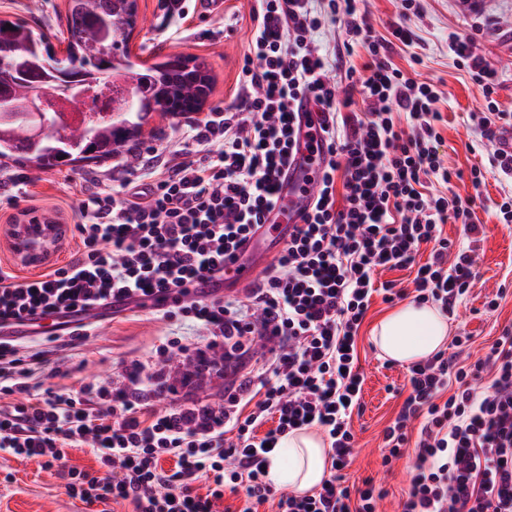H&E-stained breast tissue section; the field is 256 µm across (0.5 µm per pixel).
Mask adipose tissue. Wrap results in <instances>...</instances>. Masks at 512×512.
I'll return each instance as SVG.
<instances>
[{
    "label": "adipose tissue",
    "mask_w": 512,
    "mask_h": 512,
    "mask_svg": "<svg viewBox=\"0 0 512 512\" xmlns=\"http://www.w3.org/2000/svg\"><path fill=\"white\" fill-rule=\"evenodd\" d=\"M448 339V322L435 307L409 304L379 324L374 341L387 358L399 363L425 359ZM330 455L323 441L301 431L284 439L272 453L268 477L274 485L303 493L319 487L328 475Z\"/></svg>",
    "instance_id": "obj_1"
}]
</instances>
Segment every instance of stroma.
I'll return each mask as SVG.
<instances>
[{"mask_svg":"<svg viewBox=\"0 0 512 512\" xmlns=\"http://www.w3.org/2000/svg\"><path fill=\"white\" fill-rule=\"evenodd\" d=\"M68 5L69 0H40L33 10L28 0H0V19L25 21L35 35L50 37L64 28ZM138 6L141 24L130 42L131 62L148 66L174 55L205 60L213 76L208 109L230 104L252 35L249 0H224L223 15L205 17L193 10L184 20L169 15L166 0H138ZM361 8L383 34L390 24L405 22L416 45L411 49L395 45L393 63L417 80L433 82L443 93L440 108L446 123L439 152L457 174L449 189L475 196L472 220L480 226L474 244L473 284L448 324L451 335H469L472 351H480L512 326V223H502L496 209L504 195L512 193V182L491 173L480 186L470 181V169L487 146L471 127L469 115L482 109L484 100L468 74L456 67L448 51V35L466 36L475 26L484 27L474 52L497 70L499 109L512 113V0H421L420 14L406 20L401 17L400 0H363ZM187 120L184 114L149 116L140 142L132 149L136 156L132 164L119 156L43 171L0 159V268L22 279L42 271L41 266L22 264L10 249L7 231L24 213L50 216L70 229L90 191L107 188L118 197L127 184L149 183L154 167L171 162L175 154L194 159L206 154L207 144L192 139ZM494 298L498 308L485 310V302ZM393 309V304L374 297L359 331L362 407L352 415L354 444L343 470L348 482L372 480L383 494L381 512H397L415 462L413 451L408 450L391 467L382 465L387 453L382 431L408 394L405 365L384 358L372 338L374 327ZM171 336L184 339L180 357L167 359L160 370L150 373L152 384L165 391L161 406L223 404L225 388L241 382L246 373L243 356L228 350L223 361L199 368L200 357L207 351L205 332L152 306L112 313L94 324L88 340L54 343L44 374L54 388L77 396L84 385L119 378L149 360ZM66 459V466L47 468L39 459L21 461L0 453V512H83L82 503L66 493L68 469L73 466L92 473L99 465L89 448L67 449Z\"/></svg>","mask_w":512,"mask_h":512,"instance_id":"stroma-1","label":"stroma"}]
</instances>
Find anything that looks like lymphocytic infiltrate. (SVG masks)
Returning a JSON list of instances; mask_svg holds the SVG:
<instances>
[{
	"instance_id": "f902f5d3",
	"label": "lymphocytic infiltrate",
	"mask_w": 512,
	"mask_h": 512,
	"mask_svg": "<svg viewBox=\"0 0 512 512\" xmlns=\"http://www.w3.org/2000/svg\"><path fill=\"white\" fill-rule=\"evenodd\" d=\"M360 0H253L252 37L233 104L190 124L195 141L216 143L199 159L165 167L148 188L123 200L87 195L79 248L64 264L19 281L0 269V328L47 316L74 319L70 339L86 338L79 317L90 307L119 311L144 300H173L204 327L211 346L242 349L251 338L271 357L253 379L228 389L220 407L191 403L155 409L157 391L142 367L122 381L86 386L80 398L30 381L46 352L22 355L0 340V452L54 465L70 448L94 451L101 474L70 469L68 495L83 504L132 512H214L225 491L244 490L240 512L275 501L277 512H376L371 481L347 485L364 378L357 365L359 327L373 295L411 299L453 313L473 277L471 246L441 235L448 221L465 235L474 197L447 194L453 173L439 154L440 91L406 76L391 60L394 43L410 47L412 31L382 35ZM342 20L345 50L368 54L360 83L339 87L331 52L316 39L324 19ZM474 36L449 34L448 48L485 100L470 121L493 141L512 116L493 94L497 73L474 54ZM312 98L321 115L328 158L310 212L293 225L282 249L243 298H191L188 286L224 275L273 210L296 148L295 104ZM365 111H355V101ZM430 259L417 264L421 248ZM415 269L411 289L375 277L381 269ZM468 337L408 366L409 394L385 427L384 464L413 448L416 461L401 512H512V328L483 357L464 365ZM319 430L333 474L312 493H278L267 478L270 448L300 430ZM175 462L174 469L161 465ZM206 481V493L196 484Z\"/></svg>"
}]
</instances>
